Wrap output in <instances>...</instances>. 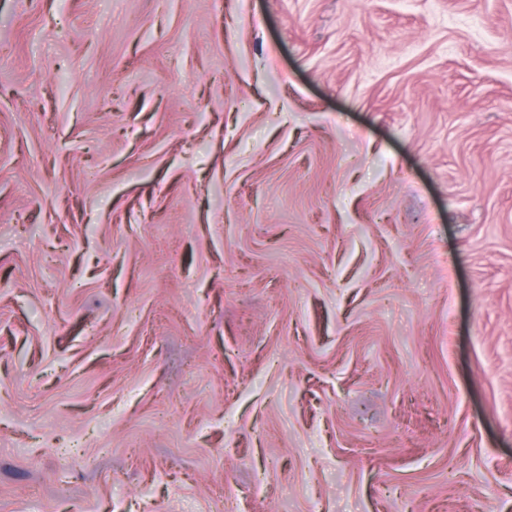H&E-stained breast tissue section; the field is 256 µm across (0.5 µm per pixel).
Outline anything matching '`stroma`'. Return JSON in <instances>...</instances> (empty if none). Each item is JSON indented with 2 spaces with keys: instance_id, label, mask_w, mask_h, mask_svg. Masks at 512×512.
I'll return each instance as SVG.
<instances>
[{
  "instance_id": "stroma-1",
  "label": "stroma",
  "mask_w": 512,
  "mask_h": 512,
  "mask_svg": "<svg viewBox=\"0 0 512 512\" xmlns=\"http://www.w3.org/2000/svg\"><path fill=\"white\" fill-rule=\"evenodd\" d=\"M0 45V512H512V0Z\"/></svg>"
}]
</instances>
